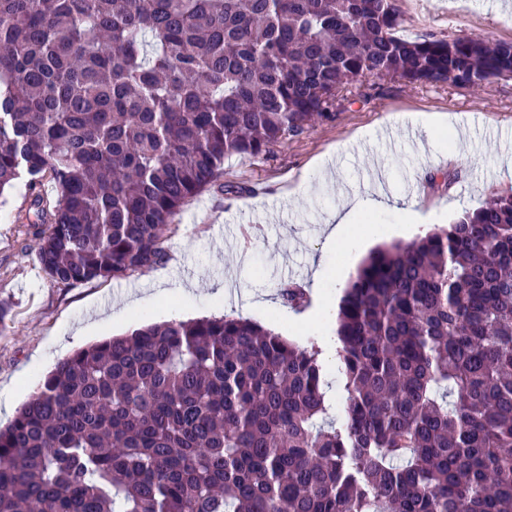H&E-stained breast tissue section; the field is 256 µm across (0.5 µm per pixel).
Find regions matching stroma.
Listing matches in <instances>:
<instances>
[{"mask_svg": "<svg viewBox=\"0 0 512 512\" xmlns=\"http://www.w3.org/2000/svg\"><path fill=\"white\" fill-rule=\"evenodd\" d=\"M403 35L481 36L512 43V7L500 0H402ZM444 114L471 142L452 152L429 143L414 114ZM453 173V183L442 176ZM394 193L419 185L416 208L448 225L512 192V78L480 89L453 84L407 86L360 76L336 119L283 142L256 158H232L212 187L175 218L164 266L118 280L63 284L36 257V228L24 220L26 180L0 204V389L17 403L72 351L132 331L138 322L189 321L240 314L308 343L317 336L318 302L307 297L286 308L282 284L305 283L313 261L347 263L348 243L327 245L322 226L344 192L367 191L374 175ZM172 294L154 296L156 283Z\"/></svg>", "mask_w": 512, "mask_h": 512, "instance_id": "obj_1", "label": "stroma"}]
</instances>
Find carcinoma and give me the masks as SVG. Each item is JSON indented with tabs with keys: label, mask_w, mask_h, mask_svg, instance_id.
<instances>
[{
	"label": "carcinoma",
	"mask_w": 512,
	"mask_h": 512,
	"mask_svg": "<svg viewBox=\"0 0 512 512\" xmlns=\"http://www.w3.org/2000/svg\"><path fill=\"white\" fill-rule=\"evenodd\" d=\"M400 0H0V195L62 283L165 264L233 156L361 75L474 87L512 44L398 36ZM283 304L305 291L282 287ZM314 342L237 315L82 347L0 428V512H512V193L371 254Z\"/></svg>",
	"instance_id": "1"
}]
</instances>
